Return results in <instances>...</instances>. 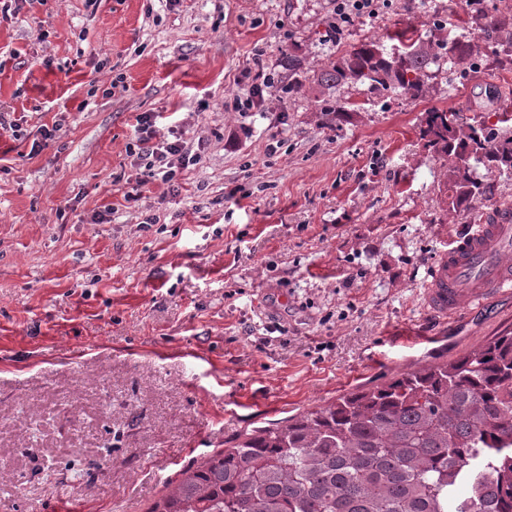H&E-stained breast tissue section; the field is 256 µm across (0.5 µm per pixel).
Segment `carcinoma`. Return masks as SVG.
<instances>
[{
  "label": "carcinoma",
  "mask_w": 512,
  "mask_h": 512,
  "mask_svg": "<svg viewBox=\"0 0 512 512\" xmlns=\"http://www.w3.org/2000/svg\"><path fill=\"white\" fill-rule=\"evenodd\" d=\"M490 16V25L436 48L410 38L397 53L364 45L320 81L420 96L439 59L452 73L463 68V77L499 61L512 44V21H502L498 8ZM424 132L457 159L448 167L456 203L487 192L469 161L512 171V138L474 117L432 108ZM458 483L470 492L450 509L448 488ZM150 512H512V336L245 432L183 468Z\"/></svg>",
  "instance_id": "obj_1"
}]
</instances>
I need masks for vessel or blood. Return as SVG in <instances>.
Here are the masks:
<instances>
[{
  "mask_svg": "<svg viewBox=\"0 0 512 512\" xmlns=\"http://www.w3.org/2000/svg\"><path fill=\"white\" fill-rule=\"evenodd\" d=\"M512 292V210L494 207L429 267L426 307L448 319L495 291Z\"/></svg>",
  "mask_w": 512,
  "mask_h": 512,
  "instance_id": "b4317fda",
  "label": "vessel or blood"
}]
</instances>
